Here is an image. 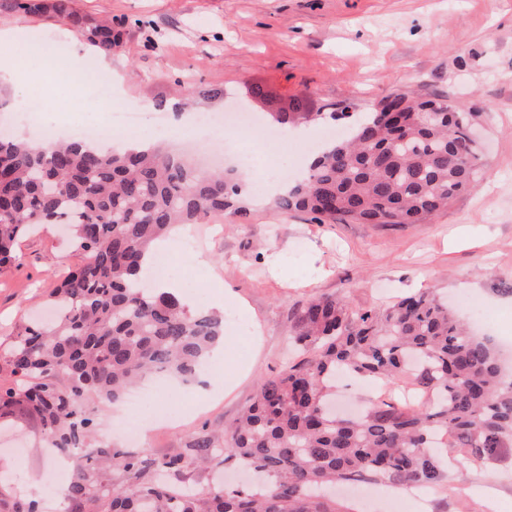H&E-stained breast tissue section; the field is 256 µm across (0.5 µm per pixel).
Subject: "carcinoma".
<instances>
[{"mask_svg": "<svg viewBox=\"0 0 512 512\" xmlns=\"http://www.w3.org/2000/svg\"><path fill=\"white\" fill-rule=\"evenodd\" d=\"M10 7L50 14L78 28L104 53L122 26L81 16L69 0H13ZM352 137L317 157L280 194L283 214L319 224L342 216L359 224H420L480 176L473 115L445 99L389 95ZM309 117L298 102L272 113L286 129ZM85 259L54 290L53 320L16 334L14 386L0 391V413L27 408L46 447L80 455L60 512H348L320 493L331 482L438 485L442 435L463 467L512 448V378L492 342L471 334L436 297L421 292L383 312L352 310L333 296L297 313L292 345L310 353L264 380L253 403L220 437L202 430L176 455L146 456L94 441L99 408L144 377L194 378L224 340V317L191 311L177 292L147 284L145 255L182 224L229 212L245 223L247 195L231 172L201 170L160 145L114 151L80 141L34 150L0 133V267L34 227L62 224ZM406 380L426 397L376 400L362 415L323 412L336 372ZM229 458L272 478L256 491L222 483L172 485ZM124 483H112V467ZM0 512L38 505L0 487Z\"/></svg>", "mask_w": 512, "mask_h": 512, "instance_id": "carcinoma-1", "label": "carcinoma"}]
</instances>
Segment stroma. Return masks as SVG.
Listing matches in <instances>:
<instances>
[{
  "instance_id": "stroma-1",
  "label": "stroma",
  "mask_w": 512,
  "mask_h": 512,
  "mask_svg": "<svg viewBox=\"0 0 512 512\" xmlns=\"http://www.w3.org/2000/svg\"><path fill=\"white\" fill-rule=\"evenodd\" d=\"M82 15L109 18L124 30L111 52L122 82L105 98L94 78L33 73L0 86V127L13 128L19 103L36 93L75 101L81 118L107 123L113 108L172 117L177 101L220 113L245 105L264 116L263 99L302 102L303 127L320 132L340 103L363 113L383 97L412 91L476 113L478 181L447 210L420 224L312 223L284 216L270 196L253 197L247 223L224 215L194 227L197 252L170 236L173 278L192 308L215 311L232 334L216 354L227 374L249 368L232 393L213 385L157 387L159 429L141 446L175 455L190 435L219 431L251 403L259 382L279 372L294 312L309 298L336 296L377 310L397 297L430 292L477 335L512 347V0H71ZM19 40L55 34L67 46L84 39L65 20L11 9L0 0V27ZM18 259L0 270V386L12 384L9 345L25 325L47 319L49 295L82 261L63 229L20 238ZM384 383L336 381V405L354 412L377 399ZM78 461L51 462L38 420L20 410L0 418V484L57 512L65 475ZM444 489L425 500L388 485L337 487L350 512H512V448L469 467L449 466ZM495 510H488V502Z\"/></svg>"
}]
</instances>
